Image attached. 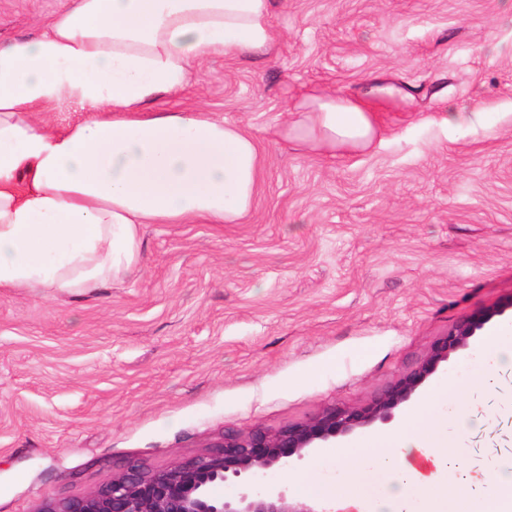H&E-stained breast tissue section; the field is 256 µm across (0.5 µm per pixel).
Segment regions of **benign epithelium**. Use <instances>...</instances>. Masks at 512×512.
Listing matches in <instances>:
<instances>
[{"instance_id":"7a95c632","label":"benign epithelium","mask_w":512,"mask_h":512,"mask_svg":"<svg viewBox=\"0 0 512 512\" xmlns=\"http://www.w3.org/2000/svg\"><path fill=\"white\" fill-rule=\"evenodd\" d=\"M483 323L482 319L457 322L421 364L401 373L367 407L334 405L305 423L276 432H226L203 455L167 468L131 465L86 495L47 499L36 512H330L323 503L274 485L260 491L254 486L264 472L286 468L338 436L391 421L394 410L410 400L440 363L466 348ZM223 484L237 485L238 494L231 498L215 494Z\"/></svg>"}]
</instances>
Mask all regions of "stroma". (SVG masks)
<instances>
[{"label": "stroma", "mask_w": 512, "mask_h": 512, "mask_svg": "<svg viewBox=\"0 0 512 512\" xmlns=\"http://www.w3.org/2000/svg\"><path fill=\"white\" fill-rule=\"evenodd\" d=\"M67 0H0V40ZM273 44L192 70L167 111L242 126L265 164L234 224H143L135 272L88 292L0 290V512L85 495L129 464L168 467L224 432L365 406L462 318L485 324L416 391L464 388L447 425L472 494L512 455V377L477 389L482 341L512 325V0H273ZM403 88L356 150L283 135L311 92ZM488 112L485 133L443 116ZM355 455L313 450L267 483L344 485Z\"/></svg>", "instance_id": "1"}]
</instances>
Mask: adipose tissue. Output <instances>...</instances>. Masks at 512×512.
Here are the masks:
<instances>
[{
    "label": "adipose tissue",
    "instance_id": "obj_1",
    "mask_svg": "<svg viewBox=\"0 0 512 512\" xmlns=\"http://www.w3.org/2000/svg\"><path fill=\"white\" fill-rule=\"evenodd\" d=\"M271 9V0H70L38 35L0 41V289L120 282L136 266L139 225L232 224L250 211L263 168L254 137L196 108L156 106L205 57L265 51ZM64 98L90 117L56 130L42 115ZM374 98L410 96L380 81L360 97L313 95L291 129L315 145L367 147L379 133ZM506 366L512 327L484 342L476 385H492ZM447 402L439 386L400 429L360 443L365 464L345 486L304 477L297 492L369 512H413L438 495L449 512H474L440 479Z\"/></svg>",
    "mask_w": 512,
    "mask_h": 512
}]
</instances>
